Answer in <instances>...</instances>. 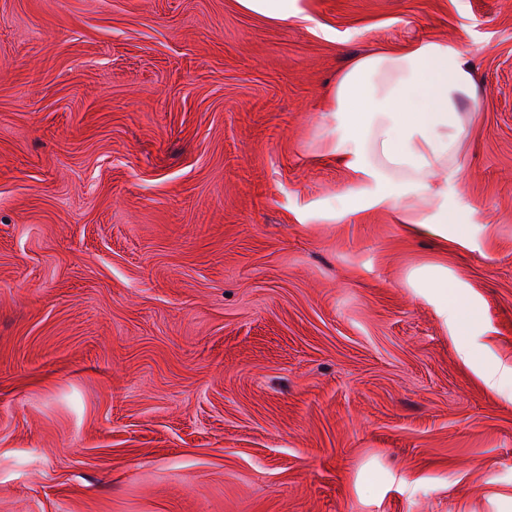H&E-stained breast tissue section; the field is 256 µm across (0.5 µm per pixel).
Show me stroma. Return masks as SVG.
Segmentation results:
<instances>
[{"instance_id": "1", "label": "stroma", "mask_w": 512, "mask_h": 512, "mask_svg": "<svg viewBox=\"0 0 512 512\" xmlns=\"http://www.w3.org/2000/svg\"><path fill=\"white\" fill-rule=\"evenodd\" d=\"M302 4L0 0V512H512V0ZM412 38L477 82L445 240L322 107ZM245 11L271 20L305 19L301 0H237Z\"/></svg>"}]
</instances>
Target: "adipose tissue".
<instances>
[{
	"instance_id": "1",
	"label": "adipose tissue",
	"mask_w": 512,
	"mask_h": 512,
	"mask_svg": "<svg viewBox=\"0 0 512 512\" xmlns=\"http://www.w3.org/2000/svg\"><path fill=\"white\" fill-rule=\"evenodd\" d=\"M477 100L470 64L453 44L414 40L356 58L326 98L336 120L333 151L375 203L440 195L438 177H457L455 156Z\"/></svg>"
}]
</instances>
